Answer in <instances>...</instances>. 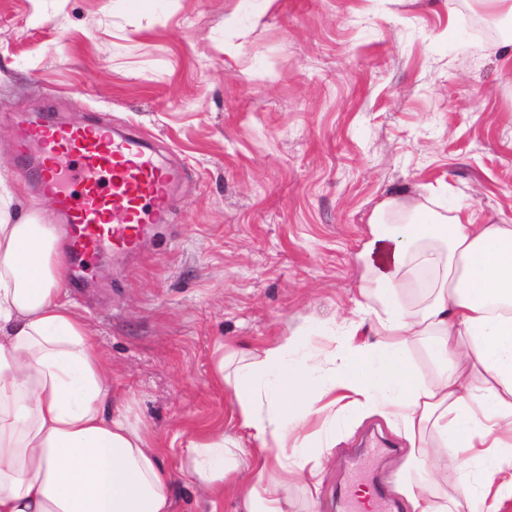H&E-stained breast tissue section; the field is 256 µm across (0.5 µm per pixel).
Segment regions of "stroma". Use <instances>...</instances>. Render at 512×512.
Returning <instances> with one entry per match:
<instances>
[{
    "instance_id": "1",
    "label": "stroma",
    "mask_w": 512,
    "mask_h": 512,
    "mask_svg": "<svg viewBox=\"0 0 512 512\" xmlns=\"http://www.w3.org/2000/svg\"><path fill=\"white\" fill-rule=\"evenodd\" d=\"M483 18L471 0H0V171L21 184L17 215L60 221L17 169L18 124L39 112L131 129L185 172L172 226L65 291L113 397L168 450L173 512H210L178 471L184 435L241 434L213 378L222 345L302 328L325 347L351 317L378 203L512 218V67ZM336 435L320 512H341L357 453L367 483L402 453L378 417Z\"/></svg>"
}]
</instances>
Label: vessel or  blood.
I'll list each match as a JSON object with an SVG mask.
<instances>
[{
	"label": "vessel or blood",
	"instance_id": "1",
	"mask_svg": "<svg viewBox=\"0 0 512 512\" xmlns=\"http://www.w3.org/2000/svg\"><path fill=\"white\" fill-rule=\"evenodd\" d=\"M26 148L38 146V162L25 151L19 165L51 194L62 218L61 236L81 264L104 254H136L148 225L167 223L180 171L157 160L145 140L89 122L71 125L46 113L20 129Z\"/></svg>",
	"mask_w": 512,
	"mask_h": 512
}]
</instances>
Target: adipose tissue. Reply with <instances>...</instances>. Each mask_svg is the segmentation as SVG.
I'll list each match as a JSON object with an SVG mask.
<instances>
[{
    "mask_svg": "<svg viewBox=\"0 0 512 512\" xmlns=\"http://www.w3.org/2000/svg\"><path fill=\"white\" fill-rule=\"evenodd\" d=\"M0 175V512H172L173 475L147 431L113 408L100 348L63 297L57 227L15 219ZM354 317L325 370L308 335L218 358L244 440L189 436L180 470L239 512H288V478L318 507L336 423L381 414L407 443V512H512V224L391 197L369 221ZM440 364L416 376L410 346Z\"/></svg>",
    "mask_w": 512,
    "mask_h": 512,
    "instance_id": "obj_1",
    "label": "adipose tissue"
}]
</instances>
